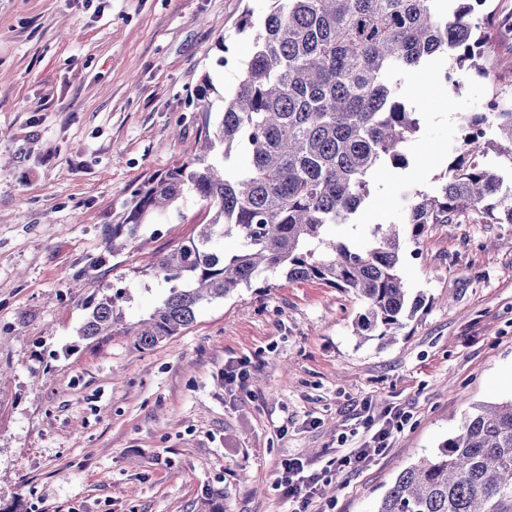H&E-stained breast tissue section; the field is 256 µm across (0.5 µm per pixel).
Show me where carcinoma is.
Returning a JSON list of instances; mask_svg holds the SVG:
<instances>
[{"instance_id": "1", "label": "carcinoma", "mask_w": 512, "mask_h": 512, "mask_svg": "<svg viewBox=\"0 0 512 512\" xmlns=\"http://www.w3.org/2000/svg\"><path fill=\"white\" fill-rule=\"evenodd\" d=\"M253 52L215 121L205 112L200 152L132 192L111 245L137 236L146 218L163 215L186 192L213 216L198 235L159 256L155 274L171 284L138 324L143 347L179 335L204 302L223 299L266 273L318 281L364 305L356 334L392 339L424 297L400 275L396 226L420 240L431 224H457L472 212L487 224H512V182L490 169L491 151L512 163V95L494 86L490 105L464 123L484 127L458 139L437 191H415L389 232L377 224L369 245L351 250L325 240L368 205L370 177L404 168L419 119L401 96L405 79L431 63L440 77L489 65L500 37L490 0H277L261 21L242 16ZM240 250L224 255V237ZM124 288L89 302L79 329L107 336L122 316ZM374 512H512V400L466 414L456 434L431 457L405 468Z\"/></svg>"}]
</instances>
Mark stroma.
<instances>
[{"label":"stroma","instance_id":"35a3bbf8","mask_svg":"<svg viewBox=\"0 0 512 512\" xmlns=\"http://www.w3.org/2000/svg\"><path fill=\"white\" fill-rule=\"evenodd\" d=\"M273 5L0 0V512H202L209 487L220 512H288L273 486L288 457L321 475L313 512H374L465 414L512 399V224L475 214L405 239L402 276L426 301L394 342L354 335L353 294L278 272L152 348L131 336L169 288L154 259L212 213L185 193L115 253L112 227L137 185L197 153L202 76L221 112L252 49L240 17ZM490 55L488 77L462 75L458 92L434 69L411 77L408 167L380 170L366 210L330 236L363 248L397 219L402 186L437 189L461 116L512 80L511 32ZM109 286L128 292L121 325L82 338L85 303ZM231 363L243 386L225 383ZM391 409L408 417L386 452L337 471V448L369 441L366 417Z\"/></svg>","mask_w":512,"mask_h":512}]
</instances>
